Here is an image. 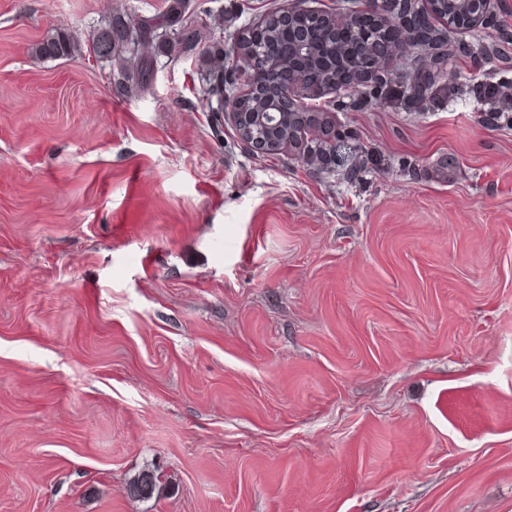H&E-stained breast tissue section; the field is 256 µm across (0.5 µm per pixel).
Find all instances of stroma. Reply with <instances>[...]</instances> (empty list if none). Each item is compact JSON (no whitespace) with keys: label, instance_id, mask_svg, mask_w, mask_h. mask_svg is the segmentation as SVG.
Here are the masks:
<instances>
[{"label":"stroma","instance_id":"obj_1","mask_svg":"<svg viewBox=\"0 0 512 512\" xmlns=\"http://www.w3.org/2000/svg\"><path fill=\"white\" fill-rule=\"evenodd\" d=\"M165 4L0 0V512H512V0L309 99L356 178L208 107L198 50L282 0L189 9L144 91L31 52ZM158 477L153 471L143 470L127 482L126 493L131 499L150 498L157 488Z\"/></svg>","mask_w":512,"mask_h":512}]
</instances>
